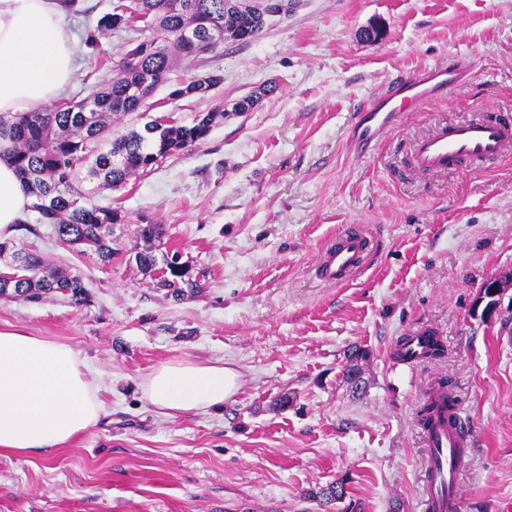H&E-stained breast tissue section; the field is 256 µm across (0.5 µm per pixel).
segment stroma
<instances>
[{"mask_svg": "<svg viewBox=\"0 0 512 512\" xmlns=\"http://www.w3.org/2000/svg\"><path fill=\"white\" fill-rule=\"evenodd\" d=\"M282 2L250 43L179 61L177 78L221 76L208 96L171 100L162 87L115 124L120 135L148 116L187 123L275 88L125 189L97 190L93 203L124 218L110 266L47 230L14 232L50 267L80 271L89 300L0 297V326L72 345L96 373L106 413L53 452H0V512H337L307 493L341 478L364 512L395 501L420 512L417 418L440 376L471 441L463 512L512 502V289L494 316L477 302L486 280L512 270V158L445 178L399 161L407 141L470 118L477 101L512 108V0ZM78 8L64 20L78 45L68 97L88 96L126 46L124 34L96 32L112 0ZM456 64L475 78L455 103L424 104L381 150L350 153L358 108L397 78ZM356 220L379 236L376 256L351 283L322 284L317 251ZM146 222L161 225L164 250L180 252L198 293L173 298L138 268ZM421 327L440 336L443 355L398 362L394 347ZM355 345L370 352L361 393L343 375ZM178 360L235 368L237 393L220 409L163 414L141 384Z\"/></svg>", "mask_w": 512, "mask_h": 512, "instance_id": "obj_1", "label": "stroma"}]
</instances>
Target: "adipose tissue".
I'll list each match as a JSON object with an SVG mask.
<instances>
[{"instance_id":"obj_1","label":"adipose tissue","mask_w":512,"mask_h":512,"mask_svg":"<svg viewBox=\"0 0 512 512\" xmlns=\"http://www.w3.org/2000/svg\"><path fill=\"white\" fill-rule=\"evenodd\" d=\"M60 0H0V113L56 101L71 82L76 48ZM31 198L13 164L0 158V239L12 236ZM221 363L176 361L142 383L162 413L222 407L238 390ZM105 412L95 373L67 343L20 326L0 327V451L46 453L81 436Z\"/></svg>"}]
</instances>
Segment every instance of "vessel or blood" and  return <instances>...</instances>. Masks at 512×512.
I'll list each match as a JSON object with an SVG mask.
<instances>
[{
	"label": "vessel or blood",
	"mask_w": 512,
	"mask_h": 512,
	"mask_svg": "<svg viewBox=\"0 0 512 512\" xmlns=\"http://www.w3.org/2000/svg\"><path fill=\"white\" fill-rule=\"evenodd\" d=\"M468 80V70L460 66L448 72L424 71L397 82L371 107L359 112L349 131L351 145L363 150L380 147L412 106L454 96ZM473 110L471 118L436 126L415 139L408 154L413 170L444 176L470 172L512 156V113L487 102L474 105ZM378 248L379 242L367 225H343L320 252L316 273L320 280L330 284L347 283L366 267ZM428 336V330L421 329L404 337L396 347L397 353L410 364L423 361ZM423 433L428 448L423 512H462L459 476L465 441L459 424L449 420L447 412L438 411Z\"/></svg>",
	"instance_id": "obj_1"
}]
</instances>
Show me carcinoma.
Masks as SVG:
<instances>
[{"instance_id": "obj_1", "label": "carcinoma", "mask_w": 512, "mask_h": 512, "mask_svg": "<svg viewBox=\"0 0 512 512\" xmlns=\"http://www.w3.org/2000/svg\"><path fill=\"white\" fill-rule=\"evenodd\" d=\"M136 15L152 19L150 35L138 37L142 29L134 20ZM189 24L196 27L193 41L182 37ZM97 31L128 36V50L120 54L112 76L81 100L61 98L27 112L0 114V156L13 161L26 186L34 223L49 227L58 242L107 266L117 253L112 225L120 223L122 216L115 208L91 203L92 191L84 182L89 179L120 190L132 175L153 167L160 158L202 144L216 118L224 113L201 112L189 124L159 125L151 119L141 129L116 138L112 137V120L139 111L146 96L160 87H173L170 94L181 98L206 95L222 78L210 75L173 83L177 58L213 52L224 43V32L232 41L248 43L262 28L244 12L224 13V0H129L127 4L117 0L112 11L98 20ZM274 90L264 86L235 102L233 110L247 112ZM137 234L141 248L135 262L146 273H159L157 287L167 289L174 298L201 288L178 253L161 249L159 225L142 224ZM2 255L17 263L19 273L0 279L1 295L33 301L55 292L70 297L76 305L87 303L80 272L49 270L39 254L17 247L13 239L0 242ZM367 356L368 351L358 347L346 356V379L357 391L365 388L361 362ZM347 496L342 480L308 492L312 499L341 504L339 512H362L360 503Z\"/></svg>"}]
</instances>
